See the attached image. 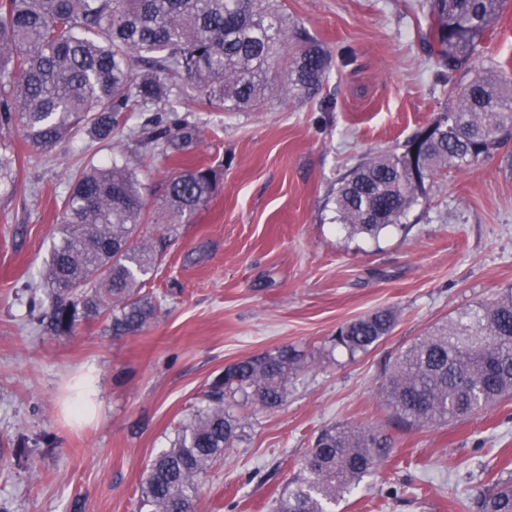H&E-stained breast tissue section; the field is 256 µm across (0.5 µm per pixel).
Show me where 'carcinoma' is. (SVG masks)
Masks as SVG:
<instances>
[{
	"instance_id": "obj_1",
	"label": "carcinoma",
	"mask_w": 512,
	"mask_h": 512,
	"mask_svg": "<svg viewBox=\"0 0 512 512\" xmlns=\"http://www.w3.org/2000/svg\"><path fill=\"white\" fill-rule=\"evenodd\" d=\"M504 0H427L422 40L444 67L456 103L446 121L415 133L404 151L365 156L333 192L337 219L354 234L378 235L401 223L425 193L426 180L463 169L512 139V78L492 63L473 65L484 33ZM330 66L324 46L290 24L278 0H0V128L17 126L49 150L79 126L96 140L124 129L143 108L168 112L144 142L165 158L196 146L199 129L185 101L245 112L274 98L302 102L319 92ZM18 159L0 153V183L13 182ZM58 237L43 266L53 291L50 313L31 316L57 334L81 319L103 317L112 335L142 331L158 304L145 287L161 251L139 239L150 219L135 168L115 161L68 175ZM217 172L193 167L166 185L171 231L207 206ZM386 310L346 322L331 337L349 355L387 336ZM307 365L304 352L281 347L224 368L204 392V406L176 430L140 484V512H197L201 479L238 437L239 404L281 406L288 380ZM380 394L404 427L447 423L512 394V289L434 328L402 351ZM385 446L368 424L321 430L298 462L277 512H333L332 506L382 464ZM478 512H512V479H497L476 497Z\"/></svg>"
}]
</instances>
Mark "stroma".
Returning a JSON list of instances; mask_svg holds the SVG:
<instances>
[{"instance_id":"35a3bbf8","label":"stroma","mask_w":512,"mask_h":512,"mask_svg":"<svg viewBox=\"0 0 512 512\" xmlns=\"http://www.w3.org/2000/svg\"><path fill=\"white\" fill-rule=\"evenodd\" d=\"M328 50L331 65L308 103L257 112L194 106L200 128L188 157L143 146L149 112L131 113L111 142L79 130L49 152L18 127L0 151L20 160L0 184V512H138L147 465L226 366L290 345L309 367L279 408L239 409L240 436L204 478L198 512H272L320 429L371 424L388 443L378 473L335 512H476L477 488L512 477V397L449 423L394 424L379 393L398 353L436 325L512 289V166L503 152L427 180L404 222L352 234L330 200L363 156L401 149L453 104L422 44L421 0H280ZM512 75V0L486 31L476 66ZM115 158L137 168L157 212L175 171L205 163L220 178L207 207L163 241L151 286L164 296L152 323L117 337L101 320L73 334L41 332L28 313L45 297L40 271L57 235L66 172ZM377 309L395 316L364 354L330 350L343 323ZM91 380L93 417L65 411Z\"/></svg>"}]
</instances>
